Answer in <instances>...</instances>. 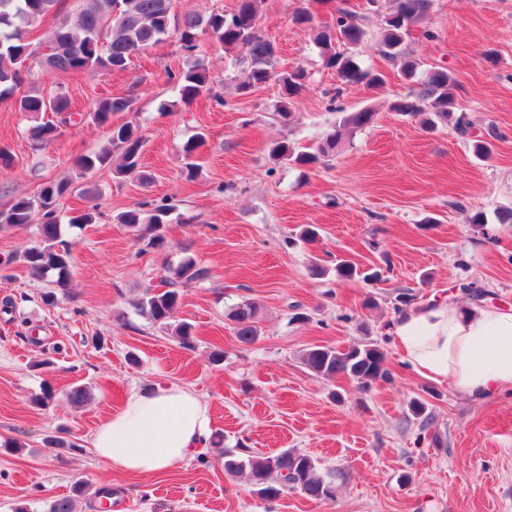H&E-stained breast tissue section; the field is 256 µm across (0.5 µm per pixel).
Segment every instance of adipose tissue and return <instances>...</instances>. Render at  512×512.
<instances>
[{"label":"adipose tissue","mask_w":512,"mask_h":512,"mask_svg":"<svg viewBox=\"0 0 512 512\" xmlns=\"http://www.w3.org/2000/svg\"><path fill=\"white\" fill-rule=\"evenodd\" d=\"M391 334L419 378L475 401L512 391V305L462 307L433 296L397 314ZM209 444L207 404L173 383L130 394L91 436L98 458L144 475L170 470Z\"/></svg>","instance_id":"adipose-tissue-1"}]
</instances>
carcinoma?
Here are the masks:
<instances>
[{
  "label": "carcinoma",
  "mask_w": 512,
  "mask_h": 512,
  "mask_svg": "<svg viewBox=\"0 0 512 512\" xmlns=\"http://www.w3.org/2000/svg\"><path fill=\"white\" fill-rule=\"evenodd\" d=\"M83 6L72 15L61 8L60 0H0V101H8L14 110L36 119L51 114V119L32 125L27 133L34 150L50 144L62 128L74 123L80 113L72 109L65 93L50 95L34 93L39 58L44 65L60 74L124 72L131 57L162 40L175 37L184 57L181 70L167 72V81L178 88L181 99L191 102L199 96L215 101L222 97L213 92V80L205 59L198 55L199 36L206 33L225 49H238L241 59L235 60L236 90L247 95L266 84L279 87L273 116L287 121L295 96L309 85V74L301 69L280 70L276 66L275 44L266 37L258 22L257 0H238L234 13L226 15L212 11L207 15L186 12L179 16L174 0H82ZM392 10L384 15L380 54L400 66L403 76L415 79L420 63L410 59L401 49L405 35L423 23L431 0H394ZM53 17L47 43L50 53L42 56L27 41V35L48 17ZM368 35L365 17L344 8L336 10V28L320 30L314 37L325 64L335 69L337 80L345 85L363 84L375 88L381 83L379 74L364 69L348 52V47L362 42ZM143 79H137L128 94L120 97L101 96L96 101L93 120L100 125L110 123L116 112H136L139 109L137 90ZM419 88L397 100L392 110L402 116H427V123H451L460 133L468 132L464 115L456 112L458 81L446 70L429 71L418 81ZM375 113L369 109L343 116L329 129L311 151L299 152L286 141L273 143L268 150L275 162L286 161L300 168L326 164L339 144L370 124ZM146 140L129 125L112 126L110 136L96 151L78 157L75 166L81 175L95 174L110 168L115 177L137 176L147 183L151 176L142 170L141 158ZM73 191V179L60 177L47 183L33 197L19 196L9 207L0 210V224L27 226L34 224L40 241L16 260L23 263L36 278H51V283L68 288L72 284L73 262L70 246L63 239V200ZM174 206L166 198L151 199L115 217L120 224L134 229L139 236H149V244L164 243L161 230ZM340 278L360 277L371 281L378 273L362 274L348 260L336 264ZM210 278L207 268L186 257L176 266H168L160 276V288L146 289L136 302V309L154 323L168 324L178 305V286ZM240 343L250 345L257 340L258 311L253 303L243 301L228 314ZM303 363L315 374L324 377L346 375L366 389L378 380L389 377L384 353L375 345H352L345 350L331 346H314L304 351ZM224 470L243 475L258 487L266 499H276L286 489H296L306 497L322 501L333 497L334 482L340 473L321 472L307 454L285 450L268 456L238 457L225 455Z\"/></svg>",
  "instance_id": "obj_1"
}]
</instances>
